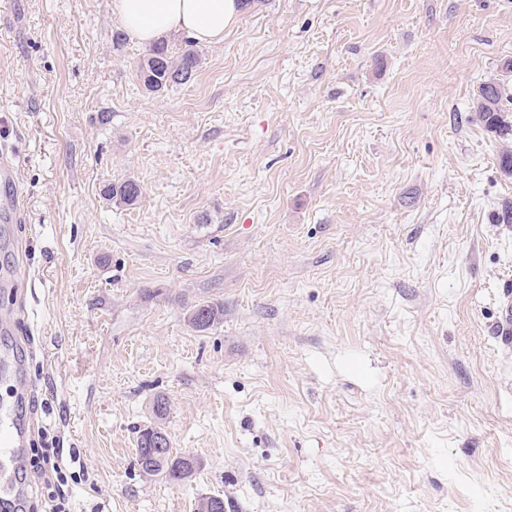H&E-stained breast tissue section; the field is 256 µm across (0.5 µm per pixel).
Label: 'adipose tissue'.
<instances>
[{"mask_svg": "<svg viewBox=\"0 0 512 512\" xmlns=\"http://www.w3.org/2000/svg\"><path fill=\"white\" fill-rule=\"evenodd\" d=\"M242 11L241 0H117L121 26L143 45L173 34L204 44L223 42Z\"/></svg>", "mask_w": 512, "mask_h": 512, "instance_id": "ef3b65f1", "label": "adipose tissue"}]
</instances>
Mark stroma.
Instances as JSON below:
<instances>
[{"label":"stroma","mask_w":512,"mask_h":512,"mask_svg":"<svg viewBox=\"0 0 512 512\" xmlns=\"http://www.w3.org/2000/svg\"><path fill=\"white\" fill-rule=\"evenodd\" d=\"M119 29L0 0V403L32 385L71 512H512V174L472 112L512 5L252 0L157 93ZM148 427L188 482L140 472ZM105 195L112 199L121 201L122 203L134 204L140 194V186L133 180H127L120 184H110L104 191ZM495 337L498 339L504 351L512 349V289L510 286L503 288L498 303V315L495 323ZM201 309V311H204L202 314L199 312H195V310ZM209 313L210 321L209 323L200 324L196 322L198 320L199 322H205L207 320V312ZM192 315L193 318H190V315ZM224 316V306L213 304L209 302H202L195 305L192 310L189 312L188 321L198 330H207L210 327L214 326L215 324L219 323V321Z\"/></svg>","instance_id":"35a3bbf8"}]
</instances>
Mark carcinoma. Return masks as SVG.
Masks as SVG:
<instances>
[{"label":"carcinoma","instance_id":"cac0c4a2","mask_svg":"<svg viewBox=\"0 0 512 512\" xmlns=\"http://www.w3.org/2000/svg\"><path fill=\"white\" fill-rule=\"evenodd\" d=\"M201 58L199 52L191 47L175 50L165 41H160L146 50L140 58L138 72L146 90L160 92L169 86L182 85L191 80L196 73ZM476 119L486 128L495 132L502 139L512 140V95L506 88L505 81L490 80L480 85L477 97L473 101ZM141 194L140 186L133 180L106 187L105 195L125 204H134ZM209 313L210 321L200 324L194 319L189 322L198 330H207L224 316V306L202 302L194 306ZM141 465V472L146 475L162 474L173 483L189 480L196 467V462L189 456L173 450L172 446L164 449L162 463Z\"/></svg>","mask_w":512,"mask_h":512}]
</instances>
